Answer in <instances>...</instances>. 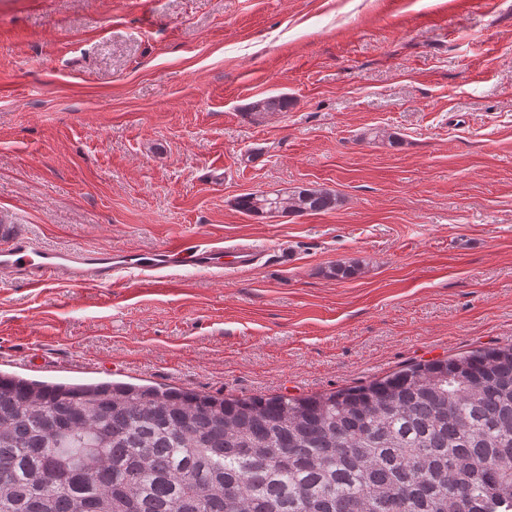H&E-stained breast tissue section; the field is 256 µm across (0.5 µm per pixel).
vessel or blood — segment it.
Listing matches in <instances>:
<instances>
[{
	"label": "vessel or blood",
	"mask_w": 512,
	"mask_h": 512,
	"mask_svg": "<svg viewBox=\"0 0 512 512\" xmlns=\"http://www.w3.org/2000/svg\"><path fill=\"white\" fill-rule=\"evenodd\" d=\"M257 251L254 245L226 247L209 242L189 251L176 244L152 252H131L116 264L109 253L52 249L35 243L17 225H0V273L34 287L50 279L108 285L126 275L156 283L167 280L177 266L236 272L251 265Z\"/></svg>",
	"instance_id": "1"
}]
</instances>
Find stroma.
Masks as SVG:
<instances>
[{
  "label": "stroma",
  "mask_w": 512,
  "mask_h": 512,
  "mask_svg": "<svg viewBox=\"0 0 512 512\" xmlns=\"http://www.w3.org/2000/svg\"><path fill=\"white\" fill-rule=\"evenodd\" d=\"M302 185L336 208L235 205ZM0 224L267 247L160 287L0 283L28 381L306 396L511 344L512 0H0Z\"/></svg>",
  "instance_id": "obj_1"
}]
</instances>
